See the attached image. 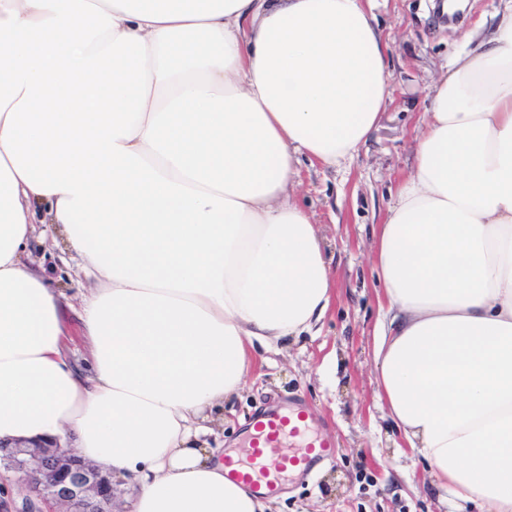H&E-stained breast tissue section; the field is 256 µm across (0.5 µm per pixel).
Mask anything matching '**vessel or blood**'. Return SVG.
I'll return each instance as SVG.
<instances>
[{"mask_svg":"<svg viewBox=\"0 0 512 512\" xmlns=\"http://www.w3.org/2000/svg\"><path fill=\"white\" fill-rule=\"evenodd\" d=\"M248 442L246 459L225 457L227 475L264 494H276L285 476L311 473L336 454L326 437L312 433L304 410L274 411L258 415ZM298 441L296 450H287L288 441Z\"/></svg>","mask_w":512,"mask_h":512,"instance_id":"1","label":"vessel or blood"}]
</instances>
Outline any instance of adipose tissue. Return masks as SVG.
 Returning <instances> with one entry per match:
<instances>
[{
    "mask_svg": "<svg viewBox=\"0 0 512 512\" xmlns=\"http://www.w3.org/2000/svg\"><path fill=\"white\" fill-rule=\"evenodd\" d=\"M427 99L374 229L378 398L456 507L512 512V5ZM390 100L373 0H0V443L74 439L133 512H270L202 446L207 412L329 309L288 189ZM47 230L99 282L82 369Z\"/></svg>",
    "mask_w": 512,
    "mask_h": 512,
    "instance_id": "adipose-tissue-1",
    "label": "adipose tissue"
}]
</instances>
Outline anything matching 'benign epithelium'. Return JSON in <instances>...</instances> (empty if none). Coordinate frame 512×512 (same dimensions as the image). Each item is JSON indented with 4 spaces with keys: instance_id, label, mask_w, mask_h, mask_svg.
<instances>
[{
    "instance_id": "obj_1",
    "label": "benign epithelium",
    "mask_w": 512,
    "mask_h": 512,
    "mask_svg": "<svg viewBox=\"0 0 512 512\" xmlns=\"http://www.w3.org/2000/svg\"><path fill=\"white\" fill-rule=\"evenodd\" d=\"M4 461L37 497L63 504L67 512H112L109 474L53 441L19 442Z\"/></svg>"
}]
</instances>
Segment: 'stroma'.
<instances>
[{
    "label": "stroma",
    "mask_w": 512,
    "mask_h": 512,
    "mask_svg": "<svg viewBox=\"0 0 512 512\" xmlns=\"http://www.w3.org/2000/svg\"><path fill=\"white\" fill-rule=\"evenodd\" d=\"M506 0H460L458 14L439 0H375L389 44L392 101L366 144L333 168L302 161L292 196L314 215L325 240L336 293L312 331L258 350L238 396L214 409L208 447L241 453L252 419L269 406L302 407L314 431L330 434L335 457L307 477H287L273 512H450L447 488L403 448L377 397L375 335L385 319L370 263L374 228L393 200L397 180L414 164V143L432 82L445 73L467 34ZM30 249L58 288L66 323L77 329L82 297L97 282L68 259L58 234ZM0 512H59L12 471L0 468Z\"/></svg>",
    "instance_id": "1"
}]
</instances>
